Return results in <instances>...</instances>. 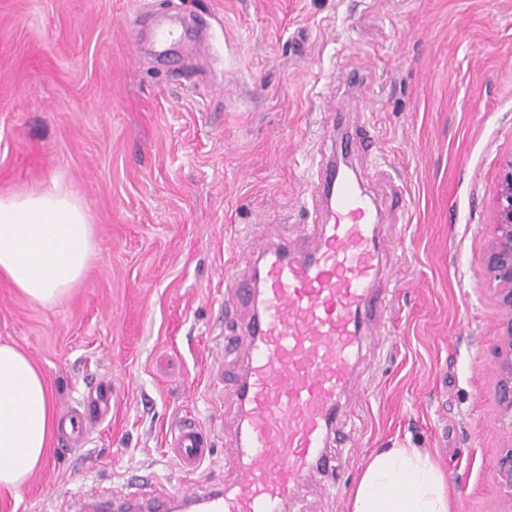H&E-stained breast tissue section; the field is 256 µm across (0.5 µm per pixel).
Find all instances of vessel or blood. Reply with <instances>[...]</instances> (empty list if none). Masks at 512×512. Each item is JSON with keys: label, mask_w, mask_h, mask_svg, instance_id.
I'll return each mask as SVG.
<instances>
[{"label": "vessel or blood", "mask_w": 512, "mask_h": 512, "mask_svg": "<svg viewBox=\"0 0 512 512\" xmlns=\"http://www.w3.org/2000/svg\"><path fill=\"white\" fill-rule=\"evenodd\" d=\"M316 183L325 223L296 225L258 253L242 243L247 270L225 279V306L252 310L241 334L224 343L244 365L232 393L238 432L225 451L232 483L146 495L115 490L110 501L92 500V512H288L309 476L335 477L331 447L363 330L387 310L375 294L385 262L378 208L359 178L322 164ZM170 446L185 471L211 454L207 434L192 422L176 429Z\"/></svg>", "instance_id": "obj_1"}]
</instances>
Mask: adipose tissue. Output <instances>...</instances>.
Wrapping results in <instances>:
<instances>
[{
	"instance_id": "obj_1",
	"label": "adipose tissue",
	"mask_w": 512,
	"mask_h": 512,
	"mask_svg": "<svg viewBox=\"0 0 512 512\" xmlns=\"http://www.w3.org/2000/svg\"><path fill=\"white\" fill-rule=\"evenodd\" d=\"M94 250L87 208L59 183L0 193V281L51 306L82 279ZM57 429L44 374L0 343V490L18 491L43 464ZM350 512H451L444 477L419 448H391L365 462Z\"/></svg>"
}]
</instances>
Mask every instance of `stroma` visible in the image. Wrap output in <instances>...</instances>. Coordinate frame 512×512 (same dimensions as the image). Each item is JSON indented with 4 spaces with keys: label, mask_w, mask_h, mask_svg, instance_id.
<instances>
[{
    "label": "stroma",
    "mask_w": 512,
    "mask_h": 512,
    "mask_svg": "<svg viewBox=\"0 0 512 512\" xmlns=\"http://www.w3.org/2000/svg\"><path fill=\"white\" fill-rule=\"evenodd\" d=\"M189 27L157 58L154 31ZM371 111H363V104ZM354 146L393 264L390 309L367 327L357 429L331 482L294 512H347L367 457L420 448L452 512H512L495 480L512 445L494 401L501 319L487 277L492 204L512 158V0H0V192L52 180L87 207L94 254L52 306L0 284V342L45 374L56 409L112 392L84 441L54 439L0 512H78L87 494L228 484L224 314L238 242L307 224L314 162ZM212 456L185 474L180 422Z\"/></svg>",
    "instance_id": "35a3bbf8"
}]
</instances>
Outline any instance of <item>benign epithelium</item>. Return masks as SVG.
<instances>
[{
	"mask_svg": "<svg viewBox=\"0 0 512 512\" xmlns=\"http://www.w3.org/2000/svg\"><path fill=\"white\" fill-rule=\"evenodd\" d=\"M493 216L486 271L502 316L495 355L494 396L501 423L512 430V159L500 171ZM496 480L512 497V448L502 451Z\"/></svg>",
	"mask_w": 512,
	"mask_h": 512,
	"instance_id": "7a95c632",
	"label": "benign epithelium"
}]
</instances>
